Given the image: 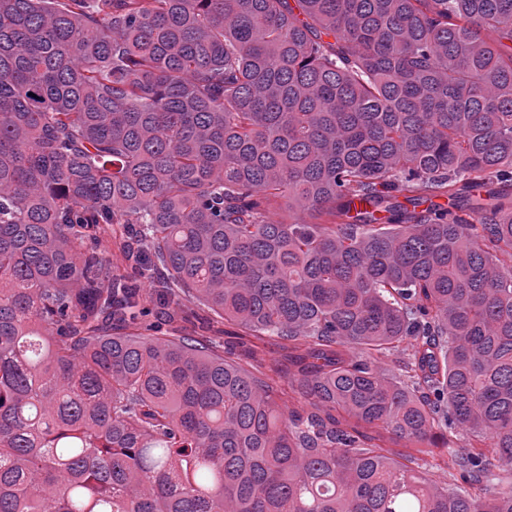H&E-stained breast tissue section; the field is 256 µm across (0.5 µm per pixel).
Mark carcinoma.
<instances>
[{
  "mask_svg": "<svg viewBox=\"0 0 512 512\" xmlns=\"http://www.w3.org/2000/svg\"><path fill=\"white\" fill-rule=\"evenodd\" d=\"M511 473L512 0H0V512H512Z\"/></svg>",
  "mask_w": 512,
  "mask_h": 512,
  "instance_id": "1",
  "label": "carcinoma"
}]
</instances>
